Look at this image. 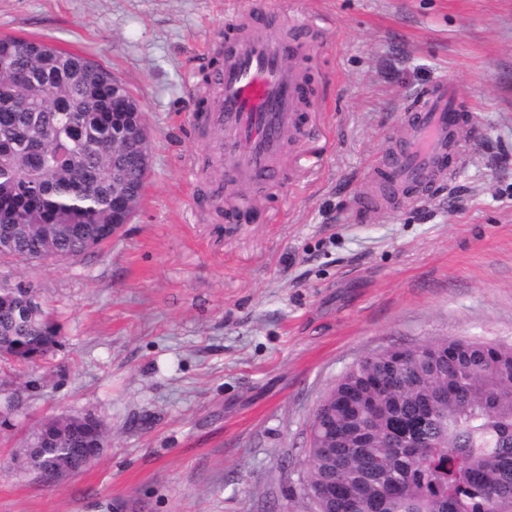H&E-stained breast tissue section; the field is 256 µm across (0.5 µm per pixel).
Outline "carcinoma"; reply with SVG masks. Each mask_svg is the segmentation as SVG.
Masks as SVG:
<instances>
[{
  "label": "carcinoma",
  "mask_w": 512,
  "mask_h": 512,
  "mask_svg": "<svg viewBox=\"0 0 512 512\" xmlns=\"http://www.w3.org/2000/svg\"><path fill=\"white\" fill-rule=\"evenodd\" d=\"M94 69L107 79L80 83ZM139 101L77 52L0 38V256L76 259L112 241V132L140 124ZM36 288L0 286V355L33 362L58 345L51 313L22 314ZM336 436L316 412L300 487L320 512H512V344L446 337L372 353L330 389ZM410 434L414 448L394 433ZM106 441L90 415L42 418L16 456L50 470Z\"/></svg>",
  "instance_id": "cac0c4a2"
}]
</instances>
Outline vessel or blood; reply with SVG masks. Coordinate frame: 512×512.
<instances>
[{"label": "vessel or blood", "mask_w": 512, "mask_h": 512, "mask_svg": "<svg viewBox=\"0 0 512 512\" xmlns=\"http://www.w3.org/2000/svg\"><path fill=\"white\" fill-rule=\"evenodd\" d=\"M285 25L290 32L281 36L237 23L224 41V64L204 91L205 107L191 115L198 131L223 132L207 156L208 166L227 169L241 181L277 182L285 137L304 132L300 118L310 54L305 35L312 22L301 15ZM464 121L463 107L448 82L429 86L414 108L402 114L403 130L371 166L355 208L366 213L409 195L427 198L464 159L466 147L458 138Z\"/></svg>", "instance_id": "b4317fda"}]
</instances>
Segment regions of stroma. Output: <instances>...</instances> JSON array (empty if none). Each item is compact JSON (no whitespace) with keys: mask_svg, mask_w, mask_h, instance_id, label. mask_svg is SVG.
Masks as SVG:
<instances>
[{"mask_svg":"<svg viewBox=\"0 0 512 512\" xmlns=\"http://www.w3.org/2000/svg\"><path fill=\"white\" fill-rule=\"evenodd\" d=\"M319 26L309 133L277 183L242 184L250 224L199 194L221 134L193 129L191 85L234 7ZM103 64L152 132L146 191L102 249L0 259L37 288L59 344L0 360V512H310L309 426L369 352L428 339L512 343V0H0V36ZM452 81L477 136L433 197L359 214L363 179L416 93ZM91 413L98 459L47 485L13 455L43 417Z\"/></svg>","mask_w":512,"mask_h":512,"instance_id":"1","label":"stroma"}]
</instances>
